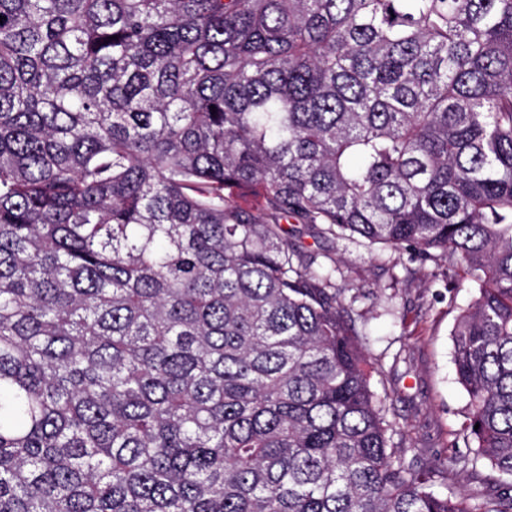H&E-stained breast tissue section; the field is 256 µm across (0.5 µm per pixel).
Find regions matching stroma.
I'll return each instance as SVG.
<instances>
[{
  "instance_id": "1",
  "label": "stroma",
  "mask_w": 512,
  "mask_h": 512,
  "mask_svg": "<svg viewBox=\"0 0 512 512\" xmlns=\"http://www.w3.org/2000/svg\"><path fill=\"white\" fill-rule=\"evenodd\" d=\"M289 231L303 250L337 259L336 283L347 290V306L365 316L357 330L373 368L371 384L391 395L389 417L404 433L406 459L439 466L448 456L469 455L462 432L468 396L457 381L451 333L476 288L445 287L436 266L405 256L317 239L296 224Z\"/></svg>"
}]
</instances>
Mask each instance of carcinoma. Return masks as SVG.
Returning <instances> with one entry per match:
<instances>
[{
	"label": "carcinoma",
	"mask_w": 512,
	"mask_h": 512,
	"mask_svg": "<svg viewBox=\"0 0 512 512\" xmlns=\"http://www.w3.org/2000/svg\"><path fill=\"white\" fill-rule=\"evenodd\" d=\"M0 16V512H512V0ZM288 222L478 288L471 457L405 460Z\"/></svg>",
	"instance_id": "obj_1"
}]
</instances>
